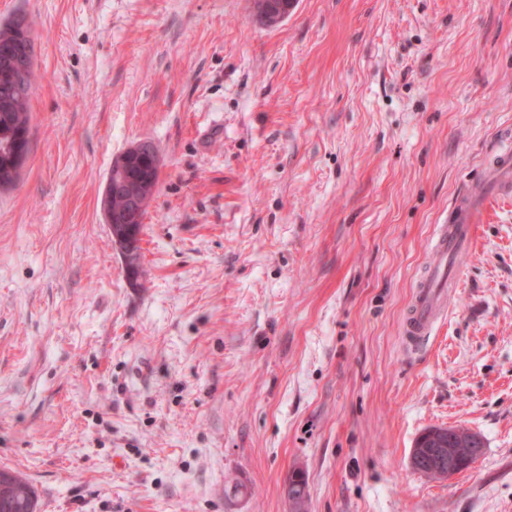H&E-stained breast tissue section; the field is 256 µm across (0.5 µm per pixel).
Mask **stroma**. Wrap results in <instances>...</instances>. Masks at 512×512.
<instances>
[{
	"instance_id": "stroma-1",
	"label": "stroma",
	"mask_w": 512,
	"mask_h": 512,
	"mask_svg": "<svg viewBox=\"0 0 512 512\" xmlns=\"http://www.w3.org/2000/svg\"><path fill=\"white\" fill-rule=\"evenodd\" d=\"M33 35L0 189V468L38 512H512V194L446 317L401 327L456 197L512 137V0H0ZM161 158L130 281L113 160ZM468 469L410 465L431 427ZM261 3V21L267 26H275L288 17L295 6L296 0H281L280 2L279 0H263ZM433 447H414L410 456V464L414 470L422 469L428 463L436 474L447 477L467 469L481 455L482 448L471 431L455 427H442L430 433ZM457 443L469 448V453L462 458L457 454ZM467 448H460L465 455Z\"/></svg>"
}]
</instances>
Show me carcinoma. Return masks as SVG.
<instances>
[{"label": "carcinoma", "instance_id": "obj_1", "mask_svg": "<svg viewBox=\"0 0 512 512\" xmlns=\"http://www.w3.org/2000/svg\"><path fill=\"white\" fill-rule=\"evenodd\" d=\"M28 43L24 33L11 25L0 30V46L15 50ZM32 83L16 81L0 67V188L14 185L18 175L11 171V156L16 135L29 131V99ZM34 488L22 474L10 471L0 480V512H36Z\"/></svg>", "mask_w": 512, "mask_h": 512}]
</instances>
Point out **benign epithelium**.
Segmentation results:
<instances>
[{
    "label": "benign epithelium",
    "mask_w": 512,
    "mask_h": 512,
    "mask_svg": "<svg viewBox=\"0 0 512 512\" xmlns=\"http://www.w3.org/2000/svg\"><path fill=\"white\" fill-rule=\"evenodd\" d=\"M296 0H262L261 21L275 26L288 17ZM8 62L15 74L27 75L31 71L30 51H15L8 54ZM160 173V158L154 144L140 140L128 148V153L118 159L115 169L109 173L102 194V210L113 244L125 256H130V242L140 239L143 212L152 199ZM123 198L125 206L112 208V200ZM432 446L413 448L411 467L415 470L428 464L436 474L446 477L471 466L481 455L482 448L471 432L442 427L430 433ZM469 448L462 458L457 454V445Z\"/></svg>",
    "instance_id": "7a95c632"
}]
</instances>
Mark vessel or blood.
I'll return each instance as SVG.
<instances>
[{
  "mask_svg": "<svg viewBox=\"0 0 512 512\" xmlns=\"http://www.w3.org/2000/svg\"><path fill=\"white\" fill-rule=\"evenodd\" d=\"M483 187L512 192V144L503 145L482 178ZM479 199L467 192L455 201L445 223L437 225L432 239L433 263L420 280L403 324L407 342L418 343L430 336L446 315L458 286L453 269L455 257L471 245Z\"/></svg>",
  "mask_w": 512,
  "mask_h": 512,
  "instance_id": "1",
  "label": "vessel or blood"
}]
</instances>
